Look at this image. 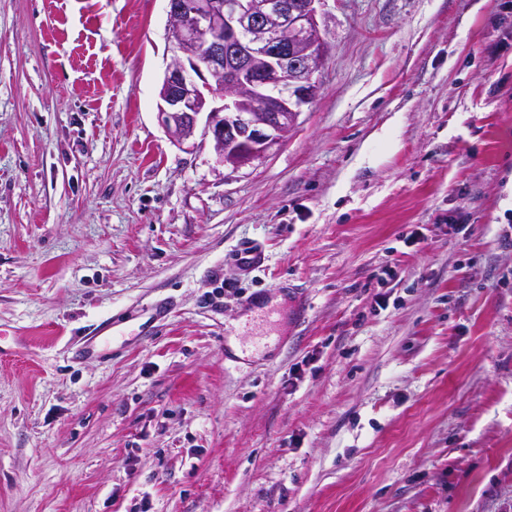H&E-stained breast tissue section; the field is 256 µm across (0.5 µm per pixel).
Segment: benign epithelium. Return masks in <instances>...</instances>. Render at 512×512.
Here are the masks:
<instances>
[{"label": "benign epithelium", "mask_w": 512, "mask_h": 512, "mask_svg": "<svg viewBox=\"0 0 512 512\" xmlns=\"http://www.w3.org/2000/svg\"><path fill=\"white\" fill-rule=\"evenodd\" d=\"M171 61L158 118L178 146L210 137L217 162L263 158L318 90L323 0H167Z\"/></svg>", "instance_id": "benign-epithelium-1"}]
</instances>
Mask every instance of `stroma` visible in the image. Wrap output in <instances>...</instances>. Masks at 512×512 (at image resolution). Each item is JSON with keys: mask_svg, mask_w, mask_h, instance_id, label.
Returning a JSON list of instances; mask_svg holds the SVG:
<instances>
[{"mask_svg": "<svg viewBox=\"0 0 512 512\" xmlns=\"http://www.w3.org/2000/svg\"><path fill=\"white\" fill-rule=\"evenodd\" d=\"M320 12L234 171L157 120L166 0H0V512H512V0Z\"/></svg>", "mask_w": 512, "mask_h": 512, "instance_id": "obj_1", "label": "stroma"}]
</instances>
